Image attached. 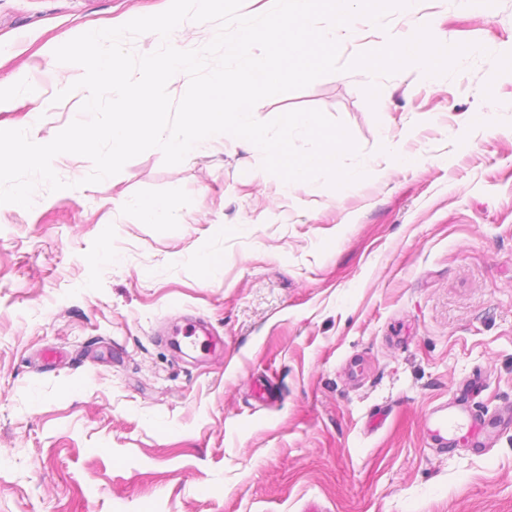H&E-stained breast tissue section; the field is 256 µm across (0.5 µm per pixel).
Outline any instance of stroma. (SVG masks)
I'll use <instances>...</instances> for the list:
<instances>
[{
  "instance_id": "stroma-1",
  "label": "stroma",
  "mask_w": 512,
  "mask_h": 512,
  "mask_svg": "<svg viewBox=\"0 0 512 512\" xmlns=\"http://www.w3.org/2000/svg\"><path fill=\"white\" fill-rule=\"evenodd\" d=\"M168 5L0 0V90L42 95L56 135L77 110L55 99L74 67L54 49ZM421 17L480 51L378 78L373 106L343 71L255 107L341 121L366 171L351 188L282 195L228 139L174 166L148 150L104 186L61 154L66 189L0 205V512H512V72L493 60L512 0H417L386 27ZM137 199L182 220L146 223ZM195 319L209 336L173 345ZM468 379L489 446H431L429 415Z\"/></svg>"
}]
</instances>
